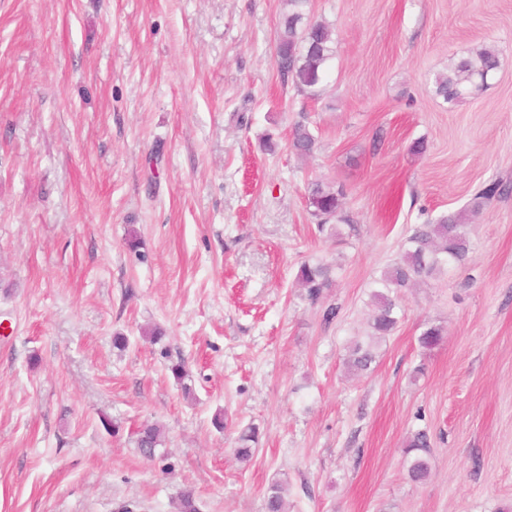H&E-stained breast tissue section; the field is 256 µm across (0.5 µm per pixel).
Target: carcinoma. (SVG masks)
Returning <instances> with one entry per match:
<instances>
[{"label":"carcinoma","instance_id":"1","mask_svg":"<svg viewBox=\"0 0 512 512\" xmlns=\"http://www.w3.org/2000/svg\"><path fill=\"white\" fill-rule=\"evenodd\" d=\"M291 10L280 24L277 46L278 67L281 74L292 80L298 92L316 97L322 83L325 68L335 57V41L332 31L324 22L305 20L306 0H289ZM498 67L497 56L489 50H481L462 57L448 66V73L436 78V94L449 105H455L469 96L473 90L487 83L488 77ZM316 138L304 122L294 125L291 146L294 151L307 156L314 151ZM344 192L333 191L322 183L312 184L308 205L310 214L318 220L319 227L336 221L348 223L344 214ZM470 250L464 216L451 214L440 217L434 224H418L412 228L402 243L400 258L381 271L374 279L370 298L376 307L369 336V343L357 342L351 347L347 363L351 369L361 373L370 368L375 359L374 345L396 328V298L402 288L426 282L437 273L460 267ZM333 268L324 263H304L298 271V279L307 288L309 299L317 303L324 289L330 287ZM444 338L440 325H429L418 337L420 348L430 351ZM161 429L150 423L141 425L137 431L136 444L140 452L151 459L161 444ZM257 443V432L249 427L238 437L235 456L246 462L253 456V445ZM430 441L427 432L418 431L408 441L405 449L407 474L411 481L421 482L430 473L427 459ZM282 487L274 484L269 488L266 512H283Z\"/></svg>","mask_w":512,"mask_h":512}]
</instances>
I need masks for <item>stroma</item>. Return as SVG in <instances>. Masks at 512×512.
Returning <instances> with one entry per match:
<instances>
[{"mask_svg":"<svg viewBox=\"0 0 512 512\" xmlns=\"http://www.w3.org/2000/svg\"><path fill=\"white\" fill-rule=\"evenodd\" d=\"M289 9L0 0V512H176L187 488L200 512H266L275 483L287 512H512V0H307L336 44L316 99L277 67ZM485 47L487 87L444 103L436 76ZM317 181L344 192L338 231L310 215ZM495 181L464 266L403 289L349 373L407 229ZM306 261L336 269L316 304ZM429 323L445 336L425 352ZM291 136V146L298 155L307 156L314 151L316 138L306 123L297 122ZM161 437V429L157 425L142 424L137 431V448L146 458L152 459L155 449L161 444ZM430 441L427 432L418 431L408 441L405 449V460L407 474L411 481L421 482L430 473V465L427 459Z\"/></svg>","mask_w":512,"mask_h":512,"instance_id":"stroma-1","label":"stroma"}]
</instances>
